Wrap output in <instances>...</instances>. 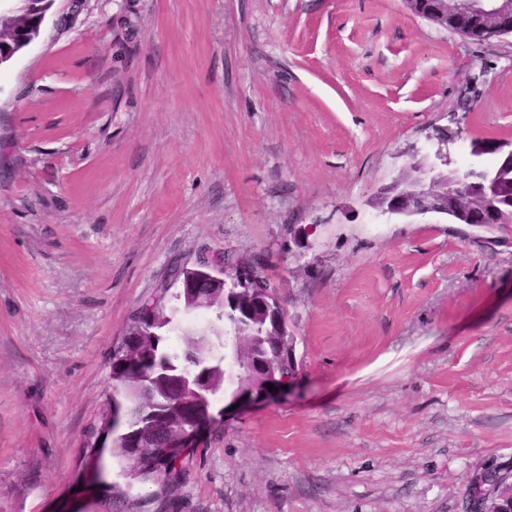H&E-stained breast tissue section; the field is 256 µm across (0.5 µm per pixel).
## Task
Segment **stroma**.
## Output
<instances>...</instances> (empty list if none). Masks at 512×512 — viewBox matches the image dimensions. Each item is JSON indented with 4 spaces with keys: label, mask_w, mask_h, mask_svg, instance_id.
<instances>
[{
    "label": "stroma",
    "mask_w": 512,
    "mask_h": 512,
    "mask_svg": "<svg viewBox=\"0 0 512 512\" xmlns=\"http://www.w3.org/2000/svg\"><path fill=\"white\" fill-rule=\"evenodd\" d=\"M512 144V34L407 0H56L0 72V512H460L512 458V224L368 202ZM260 258L299 374L166 495L90 488L112 353L174 270Z\"/></svg>",
    "instance_id": "obj_1"
}]
</instances>
